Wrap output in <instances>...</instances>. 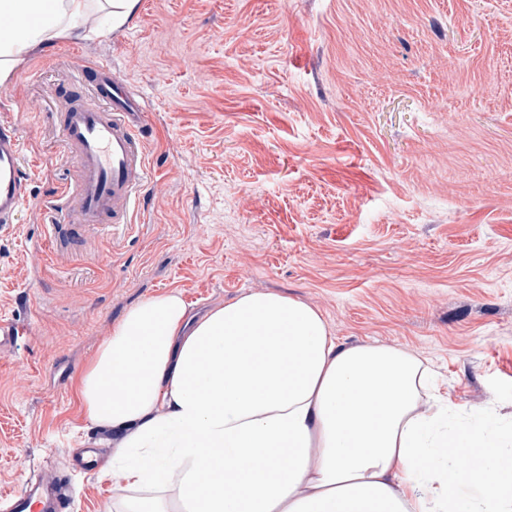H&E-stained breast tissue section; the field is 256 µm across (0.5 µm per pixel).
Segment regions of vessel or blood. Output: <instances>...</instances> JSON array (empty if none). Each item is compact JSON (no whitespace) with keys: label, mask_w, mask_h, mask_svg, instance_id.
<instances>
[{"label":"vessel or blood","mask_w":512,"mask_h":512,"mask_svg":"<svg viewBox=\"0 0 512 512\" xmlns=\"http://www.w3.org/2000/svg\"><path fill=\"white\" fill-rule=\"evenodd\" d=\"M87 102L61 114L66 150L78 161L70 221L86 227L130 223L135 195L146 174L143 104L112 76L105 63L82 67ZM23 153L14 125L0 124V231L12 227L27 200ZM67 487L50 477H32L15 494L0 496V512H66Z\"/></svg>","instance_id":"obj_1"}]
</instances>
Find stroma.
<instances>
[{
	"label": "stroma",
	"instance_id": "35a3bbf8",
	"mask_svg": "<svg viewBox=\"0 0 512 512\" xmlns=\"http://www.w3.org/2000/svg\"><path fill=\"white\" fill-rule=\"evenodd\" d=\"M36 44L0 77L29 200L0 233V492L28 472L112 512L116 439L75 382L126 311L250 292L316 308L348 345L406 349L458 414L512 435V0H138ZM147 107L132 221L64 222L77 161L58 114L78 63ZM99 448L74 474L73 449Z\"/></svg>",
	"mask_w": 512,
	"mask_h": 512
}]
</instances>
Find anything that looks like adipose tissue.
Returning <instances> with one entry per match:
<instances>
[{
	"label": "adipose tissue",
	"instance_id": "adipose-tissue-1",
	"mask_svg": "<svg viewBox=\"0 0 512 512\" xmlns=\"http://www.w3.org/2000/svg\"><path fill=\"white\" fill-rule=\"evenodd\" d=\"M88 0H0V75L73 36ZM410 352L346 345L309 304L249 293L189 315L176 294L131 307L77 384L119 437L114 512H512L492 426L438 403ZM469 457L468 474L449 464Z\"/></svg>",
	"mask_w": 512,
	"mask_h": 512
}]
</instances>
